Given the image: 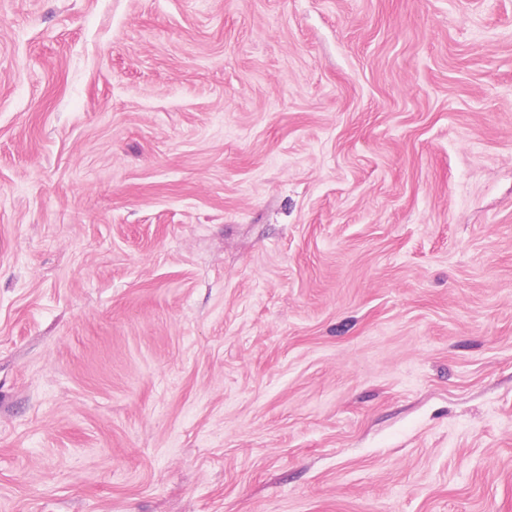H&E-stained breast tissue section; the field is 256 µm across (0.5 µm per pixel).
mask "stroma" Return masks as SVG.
Listing matches in <instances>:
<instances>
[{
	"mask_svg": "<svg viewBox=\"0 0 512 512\" xmlns=\"http://www.w3.org/2000/svg\"><path fill=\"white\" fill-rule=\"evenodd\" d=\"M0 512H512V0H0Z\"/></svg>",
	"mask_w": 512,
	"mask_h": 512,
	"instance_id": "1",
	"label": "stroma"
}]
</instances>
